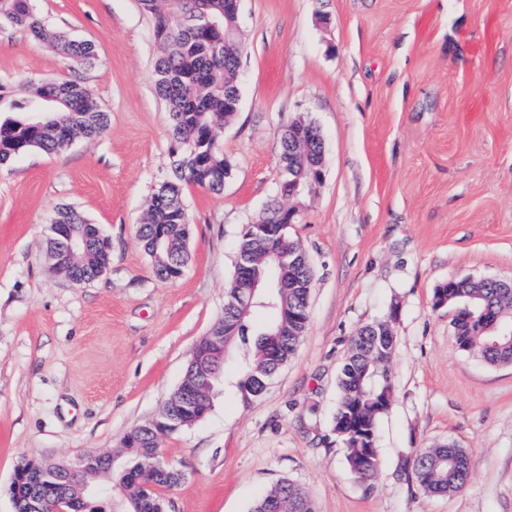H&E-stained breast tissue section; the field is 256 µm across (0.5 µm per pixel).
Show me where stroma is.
Segmentation results:
<instances>
[{
	"label": "stroma",
	"mask_w": 512,
	"mask_h": 512,
	"mask_svg": "<svg viewBox=\"0 0 512 512\" xmlns=\"http://www.w3.org/2000/svg\"><path fill=\"white\" fill-rule=\"evenodd\" d=\"M45 24L94 44L84 81L105 132L0 168V512L21 460L122 455L179 385L196 342L224 315L244 225L281 180L280 137L312 121L323 185L288 235L314 269L309 324L265 392L243 401L238 347L209 414L164 435L185 477L166 512H250L281 479L316 512H512V365L461 351L452 277L512 280V0H240V105L221 133L232 174L186 189L191 259L156 277L137 228L175 146L154 90L158 54L137 0H32ZM62 52L0 27V81L58 80ZM100 225L111 262L76 285L47 260L61 205ZM391 319L393 402L378 422L380 468H347L332 432L336 370L357 328ZM453 442L465 488L429 495L414 451Z\"/></svg>",
	"instance_id": "stroma-1"
}]
</instances>
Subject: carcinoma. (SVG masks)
<instances>
[{
    "label": "carcinoma",
    "mask_w": 512,
    "mask_h": 512,
    "mask_svg": "<svg viewBox=\"0 0 512 512\" xmlns=\"http://www.w3.org/2000/svg\"><path fill=\"white\" fill-rule=\"evenodd\" d=\"M141 10L153 21L155 41L161 55L154 64V78L164 75L166 83L155 84V91L168 112L177 148L171 153L170 173L151 195L150 203L138 227V237L158 277L168 279L180 264L186 266L190 254L185 250L184 224L188 216L184 203L186 187L197 186L212 193L224 188V175L230 164L218 131L233 121L237 108V73L243 46L238 38L236 11L232 0H138ZM225 20L219 30L203 27L202 18ZM0 26L21 28L32 41L63 51L74 75L52 84L30 78L23 83L0 82V167L31 150L47 153L67 148L73 139L92 138L107 127L109 115L86 87L79 71L96 60L89 41L69 40L49 29L36 13L31 0H0ZM52 98L51 107L40 124L32 123L29 104ZM302 153L288 143V132L280 141L279 161L283 169L301 165ZM288 195V179H283L256 223L268 227L270 236L264 245L265 257L256 262L251 274L264 288L252 304L230 303L237 285L231 283L224 300V317L217 326L224 329L226 352L253 337L243 376L238 383L246 401L259 396L268 374L294 355L308 320L297 312L309 307L314 270L309 260L288 269L280 267L269 252L286 246H299L288 238L279 224L283 198ZM59 224H70L88 237L87 248L75 258V268L83 283L100 277L110 263L108 238L99 225L89 222L70 206L56 212ZM446 303L455 309L454 339L459 349L476 355L486 363L512 365V341L493 339L489 329L495 320L512 322V289L500 287V281L488 279L475 288L467 280H458L446 288H436L434 303ZM259 309H272L276 316L258 329L251 319ZM396 350V336L390 319L360 326L341 365L337 387L339 398L332 417L336 438L345 448L349 469L361 480L373 477L380 460L376 446L377 424L389 409L394 385L388 365ZM224 359L213 358L204 365L189 362L181 388L196 401L210 407V394L222 381ZM126 448L121 460L108 456L94 459L85 481L97 487L102 480L113 481L120 494L123 512H163L159 490L182 479L178 470L153 471L159 448L151 431L134 428L123 438ZM24 474L11 490L16 512H54L64 501L89 505L84 512H102V505L87 496L64 475L48 476L55 464L22 462ZM417 485L428 494H450L467 483L471 458L454 443H442L415 451L407 462ZM150 473L153 489L140 486V477ZM251 512H315L307 493L291 480L278 482L257 500Z\"/></svg>",
    "instance_id": "obj_1"
}]
</instances>
